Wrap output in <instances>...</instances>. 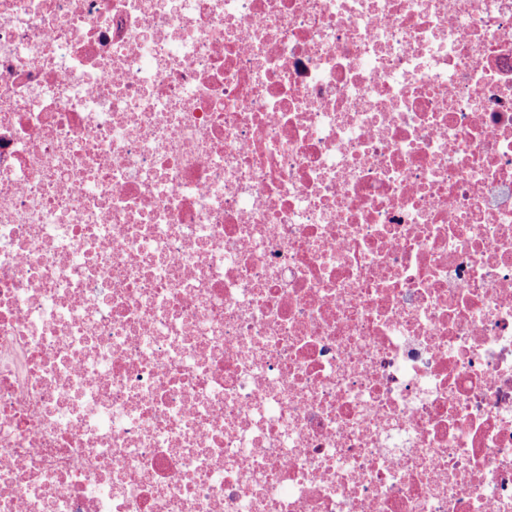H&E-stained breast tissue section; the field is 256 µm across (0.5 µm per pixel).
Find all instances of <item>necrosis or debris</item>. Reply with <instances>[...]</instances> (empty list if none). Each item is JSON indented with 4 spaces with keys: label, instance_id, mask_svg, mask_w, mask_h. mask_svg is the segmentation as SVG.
I'll return each mask as SVG.
<instances>
[{
    "label": "necrosis or debris",
    "instance_id": "1",
    "mask_svg": "<svg viewBox=\"0 0 512 512\" xmlns=\"http://www.w3.org/2000/svg\"><path fill=\"white\" fill-rule=\"evenodd\" d=\"M0 512H512V0H0Z\"/></svg>",
    "mask_w": 512,
    "mask_h": 512
}]
</instances>
